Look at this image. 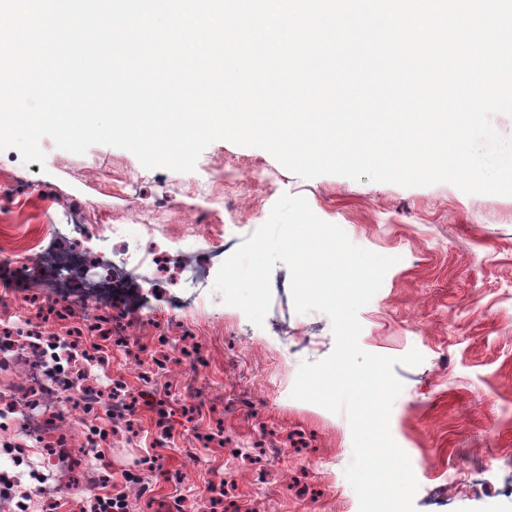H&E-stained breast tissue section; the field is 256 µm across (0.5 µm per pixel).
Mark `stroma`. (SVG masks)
<instances>
[{"label":"stroma","mask_w":512,"mask_h":512,"mask_svg":"<svg viewBox=\"0 0 512 512\" xmlns=\"http://www.w3.org/2000/svg\"><path fill=\"white\" fill-rule=\"evenodd\" d=\"M45 163L0 152V247L30 262L36 246L72 204L88 224H126L132 236L232 255L268 219L282 195L305 197L322 220L356 245L397 257L383 285L359 312V343L400 357L417 349L420 365H395L404 390L390 430L419 484L416 512H512V196L463 193L441 182L405 188L338 175L303 179L269 152L227 140L211 143L195 171L148 170L128 150L95 145L85 154L43 138ZM126 178L123 195L103 190L104 174ZM232 174L231 211L189 217L198 179ZM263 326L205 288L204 306L174 313L166 292L134 313L109 302L84 303L43 283L21 294L0 278V329L23 326L48 303L66 308L46 323L58 336L109 320L112 334L144 346L141 356L106 350L93 371L103 383L143 392L133 430L112 436L114 474L128 473L130 512H358L344 471L352 459L345 414L292 398L301 362L334 349L324 314L297 313L290 271L276 263ZM164 427H157L158 410ZM19 425L0 419V472L24 490L90 494L88 427L60 423L55 437L71 453L66 469L44 480L43 445L31 439L26 465L5 449Z\"/></svg>","instance_id":"obj_1"}]
</instances>
